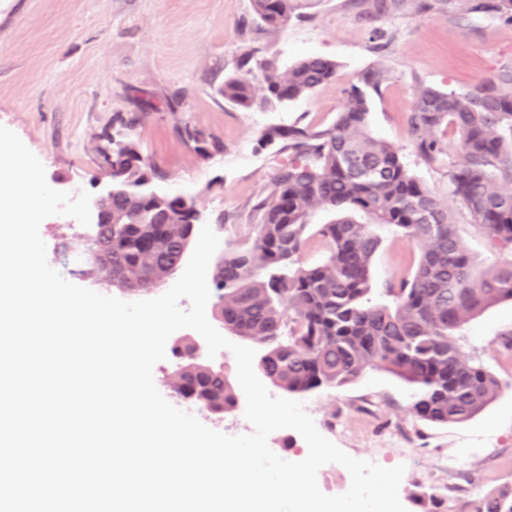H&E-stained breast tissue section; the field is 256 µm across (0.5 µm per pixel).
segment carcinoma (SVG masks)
I'll return each mask as SVG.
<instances>
[{
	"instance_id": "obj_1",
	"label": "carcinoma",
	"mask_w": 512,
	"mask_h": 512,
	"mask_svg": "<svg viewBox=\"0 0 512 512\" xmlns=\"http://www.w3.org/2000/svg\"><path fill=\"white\" fill-rule=\"evenodd\" d=\"M358 17L381 37L379 24L407 11L492 19L512 23V0H349ZM256 16L280 30L303 17L302 0H252ZM224 80L218 93L244 109H275L310 94L336 76V63L305 58L282 72L272 60L252 63ZM263 94L253 91L255 70ZM388 74L376 65L344 90L334 121L319 130L271 125L260 143L278 146L288 161L277 168L259 201L260 224L249 248L224 252V267L212 283L217 317L224 327L261 351L259 372L288 394L338 388L367 370L389 372L416 389L412 411L432 424H460L482 412L500 384L483 365L463 357L457 334L486 307L512 301V260L476 274L448 209L410 171L389 143L366 127L369 96ZM417 154L442 160L438 135L457 137V156L448 162V190L470 223L492 248L512 254V67L464 92L420 84L408 119ZM179 135L203 156L219 153L185 124ZM112 177L124 192L113 198L114 224L102 231L104 257L112 263L114 285L145 290L164 283L189 247L190 210L178 200H161L138 187L158 175L147 167L131 136L106 137ZM316 208L338 218L312 225ZM387 228L423 245L408 278L387 285L385 299L370 298V266ZM326 248L314 264L301 261L310 232ZM191 348H172L176 369L190 391L203 390L224 411L238 398L222 371L190 357ZM477 512H512V486L481 499Z\"/></svg>"
}]
</instances>
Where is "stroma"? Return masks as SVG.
Instances as JSON below:
<instances>
[{
	"label": "stroma",
	"instance_id": "1",
	"mask_svg": "<svg viewBox=\"0 0 512 512\" xmlns=\"http://www.w3.org/2000/svg\"><path fill=\"white\" fill-rule=\"evenodd\" d=\"M374 39L347 0H315L302 19L281 31L262 25L251 0H0V125L15 132L45 167L48 183L78 195L106 180L102 132L120 131V118L142 102L159 104L134 130L141 154L167 179L172 193L197 197L201 223L213 226L220 250L251 245L256 204L282 160L259 144L270 125L316 129L339 112L344 90L360 73L383 65L388 79L372 95L369 132L400 150L411 171L442 202L468 251L484 272L505 261L448 194V166L424 161L411 142L408 117L417 83L463 91L512 66V25L441 14L388 22ZM288 68L308 56L337 64L334 80L275 112L229 105L218 88L237 73L245 53ZM190 124L219 139L206 158L177 129ZM223 223H215L216 214ZM54 215L40 225L49 265L71 283L89 287L85 266L71 263L70 245L88 229L71 230ZM420 247L383 232L371 270L374 294L408 277ZM512 303L502 301L470 319L458 346L500 382L497 397L461 424L417 420L412 389L383 370L352 384L301 397L319 432L350 456L404 465L399 498L407 512H425L429 488L448 491L450 512L512 484Z\"/></svg>",
	"mask_w": 512,
	"mask_h": 512
}]
</instances>
